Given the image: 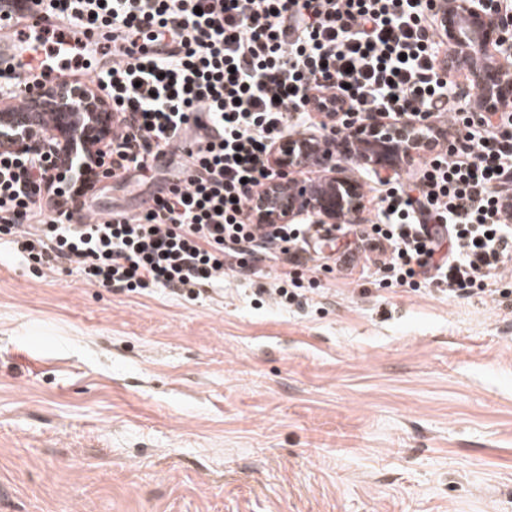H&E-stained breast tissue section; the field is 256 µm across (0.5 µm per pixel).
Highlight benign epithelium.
I'll return each mask as SVG.
<instances>
[{"label":"benign epithelium","instance_id":"1","mask_svg":"<svg viewBox=\"0 0 512 512\" xmlns=\"http://www.w3.org/2000/svg\"><path fill=\"white\" fill-rule=\"evenodd\" d=\"M435 12L437 25L448 38V53L438 64L443 69L466 68L474 111L497 115L512 110V71L500 64V59L512 57V40L505 34L512 4L507 0H435ZM93 95L94 90L87 88L74 92L72 103L58 113L54 127L38 137L29 134L25 122L0 117V147L37 155L62 153L78 145L85 155L95 154L110 139L116 113ZM86 107L96 114L92 139L81 137L69 119V110ZM427 130L416 121L393 123L366 116L338 141L317 136L282 138L269 154V164L279 177L255 196L252 221L291 224L309 216L319 224L357 222L364 209V190L347 174L355 150L373 149L368 169L376 173L409 168L434 145ZM311 164L322 172L325 188L321 190L297 178Z\"/></svg>","mask_w":512,"mask_h":512}]
</instances>
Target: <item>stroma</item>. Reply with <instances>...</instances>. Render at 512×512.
Listing matches in <instances>:
<instances>
[{"instance_id": "stroma-1", "label": "stroma", "mask_w": 512, "mask_h": 512, "mask_svg": "<svg viewBox=\"0 0 512 512\" xmlns=\"http://www.w3.org/2000/svg\"><path fill=\"white\" fill-rule=\"evenodd\" d=\"M355 240L283 305L266 260L190 301L0 239V512H512V294L336 271Z\"/></svg>"}]
</instances>
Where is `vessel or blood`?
Returning a JSON list of instances; mask_svg holds the SVG:
<instances>
[{
    "label": "vessel or blood",
    "mask_w": 512,
    "mask_h": 512,
    "mask_svg": "<svg viewBox=\"0 0 512 512\" xmlns=\"http://www.w3.org/2000/svg\"><path fill=\"white\" fill-rule=\"evenodd\" d=\"M76 49L97 57L100 68L112 65L113 56L102 52L98 36L80 27L61 24L40 8H31L21 21L1 23L0 75L17 81L7 111L29 116L34 126L50 128L56 118L54 106L36 102L29 91L68 77L84 78V70L71 65L70 55Z\"/></svg>",
    "instance_id": "b4317fda"
}]
</instances>
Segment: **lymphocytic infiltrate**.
I'll use <instances>...</instances> for the list:
<instances>
[{
  "instance_id": "lymphocytic-infiltrate-1",
  "label": "lymphocytic infiltrate",
  "mask_w": 512,
  "mask_h": 512,
  "mask_svg": "<svg viewBox=\"0 0 512 512\" xmlns=\"http://www.w3.org/2000/svg\"><path fill=\"white\" fill-rule=\"evenodd\" d=\"M66 24L112 35L124 57L90 82L118 115L100 157L112 171L150 170L178 156L164 194L131 213L76 222L74 196L97 198L100 173L78 191L53 178V154L0 150V234L24 261L66 263L103 288L173 289L197 299L226 271L254 268L272 248L286 255L276 295L291 299L307 265L306 224H256L254 190L276 179L273 145L293 113L452 122L447 146L392 177L378 220L361 232L362 272L383 282L492 295L490 273L512 258V114L491 121L437 66L431 0H13ZM176 45L154 58L146 46Z\"/></svg>"
}]
</instances>
